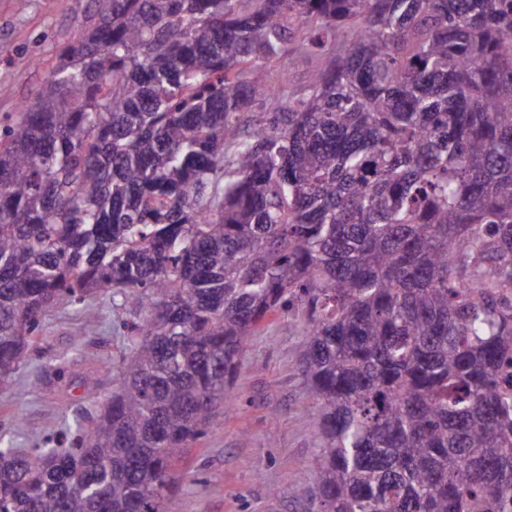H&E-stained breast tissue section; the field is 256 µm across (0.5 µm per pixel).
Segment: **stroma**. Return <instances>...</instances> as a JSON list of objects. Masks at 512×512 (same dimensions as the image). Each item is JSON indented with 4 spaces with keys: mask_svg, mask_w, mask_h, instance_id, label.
<instances>
[{
    "mask_svg": "<svg viewBox=\"0 0 512 512\" xmlns=\"http://www.w3.org/2000/svg\"><path fill=\"white\" fill-rule=\"evenodd\" d=\"M88 0H0V121L40 88L79 32ZM135 310L111 293L61 301L8 383L0 385V446L27 454L69 447L118 385ZM306 324L278 313L254 332L234 381L235 405L174 463L180 512H310L321 446L300 371Z\"/></svg>",
    "mask_w": 512,
    "mask_h": 512,
    "instance_id": "35a3bbf8",
    "label": "stroma"
}]
</instances>
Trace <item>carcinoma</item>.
Segmentation results:
<instances>
[{
  "mask_svg": "<svg viewBox=\"0 0 512 512\" xmlns=\"http://www.w3.org/2000/svg\"><path fill=\"white\" fill-rule=\"evenodd\" d=\"M0 124V384L45 311H139L0 512H178L173 464L298 310L316 512H512V0H91ZM329 57L302 89L291 51Z\"/></svg>",
  "mask_w": 512,
  "mask_h": 512,
  "instance_id": "1",
  "label": "carcinoma"
}]
</instances>
